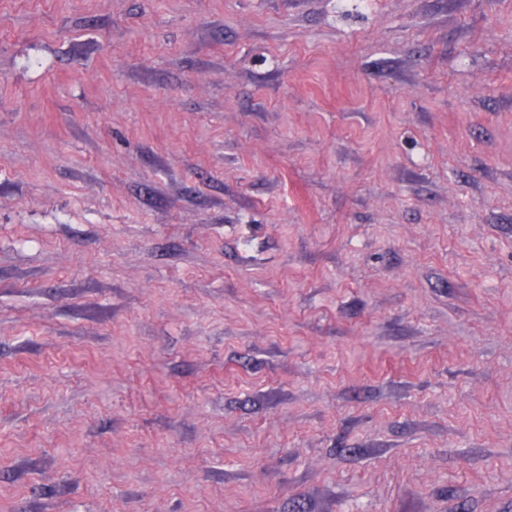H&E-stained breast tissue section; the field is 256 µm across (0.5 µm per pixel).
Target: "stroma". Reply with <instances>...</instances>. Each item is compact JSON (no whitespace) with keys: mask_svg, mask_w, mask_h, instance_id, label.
I'll return each instance as SVG.
<instances>
[{"mask_svg":"<svg viewBox=\"0 0 512 512\" xmlns=\"http://www.w3.org/2000/svg\"><path fill=\"white\" fill-rule=\"evenodd\" d=\"M0 512H512V0H0Z\"/></svg>","mask_w":512,"mask_h":512,"instance_id":"1","label":"stroma"}]
</instances>
